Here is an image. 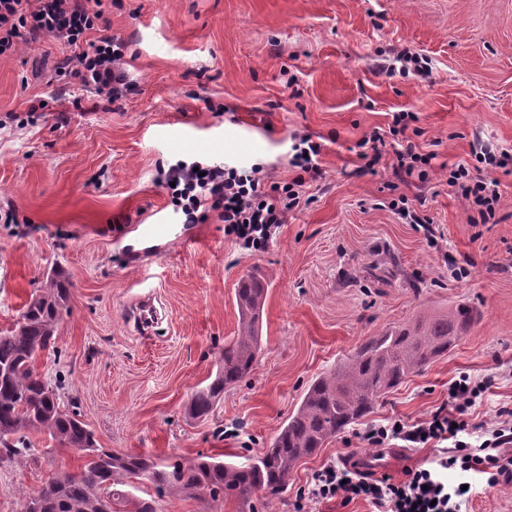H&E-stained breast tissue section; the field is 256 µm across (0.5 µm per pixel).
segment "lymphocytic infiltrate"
Here are the masks:
<instances>
[{
    "instance_id": "f902f5d3",
    "label": "lymphocytic infiltrate",
    "mask_w": 512,
    "mask_h": 512,
    "mask_svg": "<svg viewBox=\"0 0 512 512\" xmlns=\"http://www.w3.org/2000/svg\"><path fill=\"white\" fill-rule=\"evenodd\" d=\"M94 41H87L88 33ZM50 37L74 47L57 73L68 84L94 89L118 101L132 90L124 61V42L112 35L105 18L104 0H0V55L15 51L20 41ZM408 113L393 116L389 134L394 137V172L426 182L429 156L419 154L406 134ZM301 146L291 160L301 175L289 182L266 185L262 169H238L223 162H184L171 166V202L180 207L186 223H206L217 213L225 236L249 251L262 250L285 224L289 211L299 208L304 177L320 178L321 146L301 137ZM449 187L467 201L479 223L495 217L499 182L472 172L465 166L452 169ZM491 379H473L460 373L448 387V399L428 419L406 423L390 419L369 427L363 441L385 448L401 440L414 448L443 444L434 467L407 470L402 481L390 477L370 478L358 468L331 464L314 473L310 489L313 499H339L342 503L362 500L374 512H462L470 493L465 486L471 474H480L487 487L512 486V419H498L485 427V440L471 447L464 436L469 431L467 414L491 387Z\"/></svg>"
}]
</instances>
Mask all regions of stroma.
<instances>
[{
	"mask_svg": "<svg viewBox=\"0 0 512 512\" xmlns=\"http://www.w3.org/2000/svg\"><path fill=\"white\" fill-rule=\"evenodd\" d=\"M106 16L135 84L120 101L58 93L57 66L74 49L57 40L0 56V330L48 275L70 281L60 354L35 365L77 401L101 447L248 462L316 377L373 336L459 304L478 315L458 344L301 461L277 512H372L311 500L312 475L366 457L396 480L425 466L432 447L381 450L360 434L428 417L459 373L495 379L471 424L512 408V171L481 168L500 182L490 224L470 223L448 185L451 167L478 166L473 142L512 154V0H112ZM402 51L426 58L428 73L405 69ZM397 112L416 116L417 150L433 156L427 182L397 177L389 151L361 169L360 142ZM302 135L321 144L323 175L265 249H240L217 214L188 224L175 213L169 165L259 164L266 185L288 182ZM399 198L430 219L436 244L391 210ZM254 267L269 282L258 362L207 420H188L186 402L237 334L234 292ZM149 292L161 321L148 338L127 313ZM28 440L24 465L0 461V512H22L27 493L83 464L45 434ZM156 509L268 512L259 494L247 507L167 494Z\"/></svg>",
	"mask_w": 512,
	"mask_h": 512,
	"instance_id": "obj_1",
	"label": "stroma"
}]
</instances>
